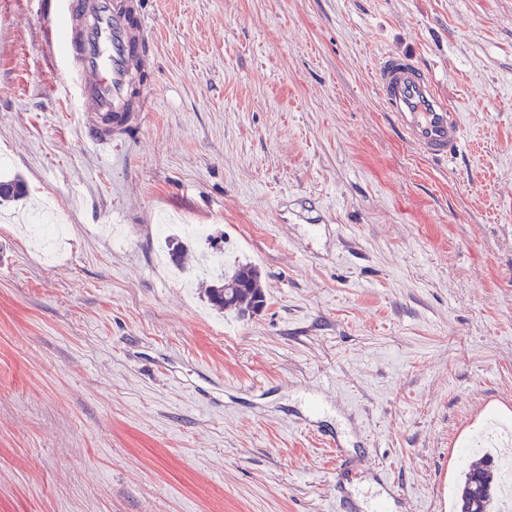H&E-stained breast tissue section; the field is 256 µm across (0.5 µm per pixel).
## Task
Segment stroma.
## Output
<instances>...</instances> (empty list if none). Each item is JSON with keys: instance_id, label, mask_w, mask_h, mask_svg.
<instances>
[{"instance_id": "1", "label": "stroma", "mask_w": 512, "mask_h": 512, "mask_svg": "<svg viewBox=\"0 0 512 512\" xmlns=\"http://www.w3.org/2000/svg\"><path fill=\"white\" fill-rule=\"evenodd\" d=\"M147 107L93 142L39 0H0V512H453L512 416V0H144ZM413 54L466 144L419 156L379 58ZM70 240L45 264L25 226ZM203 224L262 272L220 312ZM350 461L337 472L338 456Z\"/></svg>"}]
</instances>
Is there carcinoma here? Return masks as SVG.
<instances>
[{
	"instance_id": "cac0c4a2",
	"label": "carcinoma",
	"mask_w": 512,
	"mask_h": 512,
	"mask_svg": "<svg viewBox=\"0 0 512 512\" xmlns=\"http://www.w3.org/2000/svg\"><path fill=\"white\" fill-rule=\"evenodd\" d=\"M28 195L20 178L0 180V206ZM207 299L218 311L230 310L240 317L261 312L266 304L262 276L251 263H238L229 270L217 269ZM496 507V475L492 461L486 459L463 471L458 486V512H494Z\"/></svg>"
}]
</instances>
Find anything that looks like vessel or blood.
<instances>
[{
    "mask_svg": "<svg viewBox=\"0 0 512 512\" xmlns=\"http://www.w3.org/2000/svg\"><path fill=\"white\" fill-rule=\"evenodd\" d=\"M50 29L64 28V43L48 41L46 50L57 61L68 88L93 123V135L105 137L106 117L114 129L130 112L144 109L131 101L129 70L145 62L151 26L139 0H47ZM385 112L407 143L432 161L454 159L464 144V126L432 75L406 52L382 56L373 73Z\"/></svg>",
    "mask_w": 512,
    "mask_h": 512,
    "instance_id": "vessel-or-blood-1",
    "label": "vessel or blood"
}]
</instances>
